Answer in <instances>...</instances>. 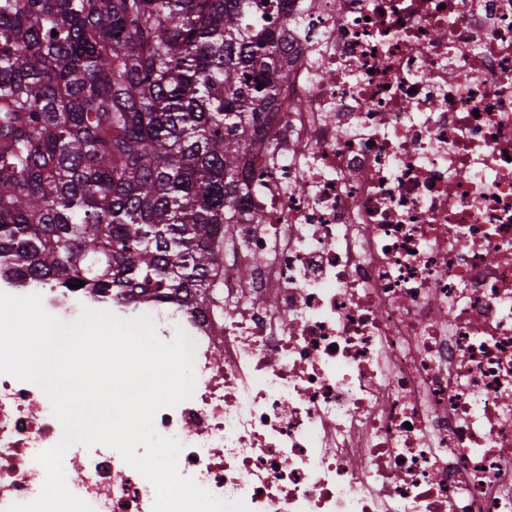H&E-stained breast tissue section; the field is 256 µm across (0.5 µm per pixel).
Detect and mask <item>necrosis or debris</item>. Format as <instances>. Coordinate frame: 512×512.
I'll return each instance as SVG.
<instances>
[{
  "mask_svg": "<svg viewBox=\"0 0 512 512\" xmlns=\"http://www.w3.org/2000/svg\"><path fill=\"white\" fill-rule=\"evenodd\" d=\"M266 8L290 22L282 108L217 233L249 275L183 311L194 389L155 429L250 512H512V0ZM15 293L65 322L91 303ZM61 436L0 374V512ZM65 477L94 512H152L110 448Z\"/></svg>",
  "mask_w": 512,
  "mask_h": 512,
  "instance_id": "4bbe7bcc",
  "label": "necrosis or debris"
}]
</instances>
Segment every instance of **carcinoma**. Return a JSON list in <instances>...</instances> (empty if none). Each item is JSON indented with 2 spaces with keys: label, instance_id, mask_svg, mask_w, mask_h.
<instances>
[{
  "label": "carcinoma",
  "instance_id": "1",
  "mask_svg": "<svg viewBox=\"0 0 512 512\" xmlns=\"http://www.w3.org/2000/svg\"><path fill=\"white\" fill-rule=\"evenodd\" d=\"M252 3L0 0V278L214 293L288 75Z\"/></svg>",
  "mask_w": 512,
  "mask_h": 512
}]
</instances>
